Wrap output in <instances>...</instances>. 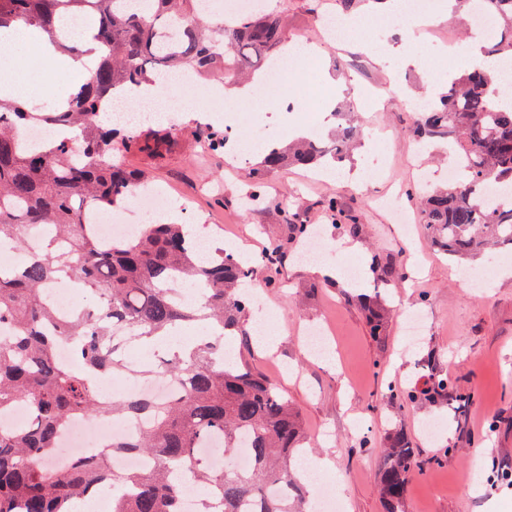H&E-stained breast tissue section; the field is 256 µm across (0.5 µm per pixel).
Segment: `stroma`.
Returning a JSON list of instances; mask_svg holds the SVG:
<instances>
[{
  "label": "stroma",
  "mask_w": 512,
  "mask_h": 512,
  "mask_svg": "<svg viewBox=\"0 0 512 512\" xmlns=\"http://www.w3.org/2000/svg\"><path fill=\"white\" fill-rule=\"evenodd\" d=\"M283 1L289 32L316 37L320 48L317 70H293L288 88L297 91L310 80L323 84L328 71L345 79L348 91L336 108H354L363 127L352 156L318 182L308 181L304 169L270 173L264 202L247 205L245 194L264 146L287 142L291 123L307 128L323 122L324 112H284L270 101L254 110L230 100L223 111L213 112L198 100L194 111L177 112V141L163 158L131 153L124 160L146 173L156 189L168 192L172 206L163 215L166 222L223 225L225 239L238 242L255 260L268 247L284 246L280 284L263 290L277 343L264 350L258 336H230L225 347L275 379L299 408L312 443L308 458L332 464L316 480L338 484L344 512H384L376 474L381 448L397 423L411 438L418 461L407 487L408 512H512V486L492 479L493 472L512 469V253L464 262L441 254L431 246L409 195L422 173L442 179L454 157L443 142L420 151L413 114L401 96H429L448 87L460 71L448 36L464 38L468 31L456 20L411 46L403 35L405 21L390 18L359 27L357 37L339 45L320 35V14L335 8V0H267L272 7ZM411 53L421 56L422 64H404ZM228 112L237 113L239 122L241 158L234 164L223 152H200L191 136L198 123L223 129ZM330 197L356 216L358 234L337 229L335 216L323 207ZM288 211L321 230L326 239L322 261L337 269V276L315 274L311 263L299 259L302 245L285 222ZM375 259L403 267L407 280L384 283L372 268ZM350 264L359 266V279L346 276ZM462 267L486 272V287L460 282L454 272ZM360 289L379 290L397 311L385 340L369 334L364 313L352 299ZM407 308L423 320L424 340L412 351L405 347L400 316ZM320 326L328 331L330 347L323 358L306 351L303 336ZM430 352L437 370L472 396L461 417L443 406L398 407L381 396L388 382L406 389L421 385L417 363ZM494 418L500 426L492 431L488 422ZM430 419L442 424L435 441L422 430ZM471 467L478 479L465 492L459 476Z\"/></svg>",
  "instance_id": "35a3bbf8"
}]
</instances>
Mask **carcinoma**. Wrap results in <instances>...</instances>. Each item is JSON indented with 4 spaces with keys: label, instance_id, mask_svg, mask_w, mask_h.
<instances>
[{
    "label": "carcinoma",
    "instance_id": "1",
    "mask_svg": "<svg viewBox=\"0 0 512 512\" xmlns=\"http://www.w3.org/2000/svg\"><path fill=\"white\" fill-rule=\"evenodd\" d=\"M198 0H0V28L20 22L62 44V22L75 15L96 17L98 55L88 77L71 91L66 106L34 112L0 99V244L23 247L28 228H44L41 246L14 267L0 264V326L12 328L0 338V411L18 401L33 409L34 421L23 428H0V512H71L98 485L112 481V512H180L182 488L174 472L223 491L221 512H304L312 479L296 465L305 432L299 411L277 383L247 362L221 366L224 337L247 336L250 301L245 282L261 272L266 285H279L283 247L275 245L255 269L217 244L199 250L182 224H148L132 241L104 244L83 230L102 211H120L135 189L146 185L138 174L112 160L116 135L105 110L117 89L149 90L160 79L193 73L224 74V82L251 75L285 49L287 8H264L229 22L211 24L198 11ZM503 31L485 50L498 58L512 53V0H484ZM491 75L467 69L431 106L415 114L422 142L446 140L455 151L462 175L448 187L418 190L419 214L432 242L445 254L468 258L495 246L512 245V205L489 210L480 202L488 183L512 185V106L493 105ZM77 130L46 149L28 146L20 130L29 125ZM174 128L147 136L125 128L121 145L162 157ZM363 135L352 121L337 125L323 140L297 138L285 147L271 144L253 169V200L262 198L266 176L289 166L319 168L341 159ZM207 151L225 146L210 127L195 131ZM78 143L80 158L73 157ZM339 228L357 234L359 225L340 212L336 198L324 202ZM200 284L204 297L184 301L174 284ZM76 283L94 302L56 322L43 299L51 284ZM371 336L386 337L388 310L378 295L359 294ZM207 321L211 339L187 353L175 352L161 363L139 370L149 376L168 372L182 389L167 399L128 396L100 399L94 379L124 377L129 371L122 348ZM63 336H76L74 364L56 362L54 349ZM435 356L418 362L427 371L422 386L403 390L386 383L391 403L446 404L455 413L472 396L457 391L446 373L433 372ZM96 409L119 421L142 423L137 434L112 442V453L142 454L152 461L145 470L108 474L97 457L58 469L50 461L60 428L72 417ZM215 436L224 450L248 439L252 466L246 471L213 470L196 449ZM413 443L394 427L382 448L377 484L385 512H406V493L414 470Z\"/></svg>",
    "mask_w": 512,
    "mask_h": 512
}]
</instances>
